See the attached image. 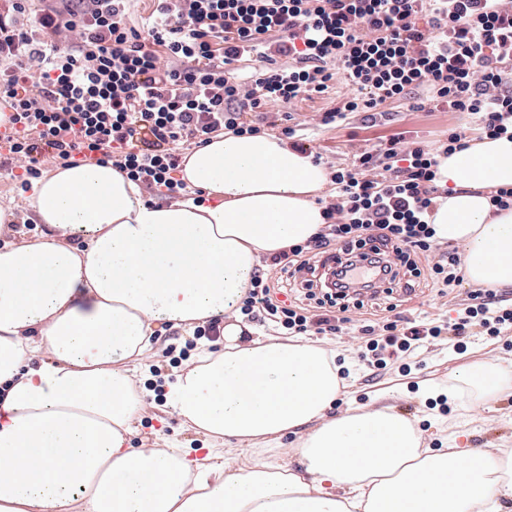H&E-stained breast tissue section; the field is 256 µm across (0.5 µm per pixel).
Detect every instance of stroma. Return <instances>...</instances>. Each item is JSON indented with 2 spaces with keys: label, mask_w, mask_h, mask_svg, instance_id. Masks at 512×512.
Here are the masks:
<instances>
[{
  "label": "stroma",
  "mask_w": 512,
  "mask_h": 512,
  "mask_svg": "<svg viewBox=\"0 0 512 512\" xmlns=\"http://www.w3.org/2000/svg\"><path fill=\"white\" fill-rule=\"evenodd\" d=\"M348 88L340 80H333L328 90L314 93L291 104L271 107L259 114L267 134L280 135L283 127L296 129L307 150L322 154V164L329 172L346 167L355 154L367 146L389 139L400 133L422 140L430 148H438L448 137L449 129L463 126V116L447 108L410 106L401 102L382 104L380 113L356 112L345 120L325 125L324 113L340 107L348 95ZM29 193L17 189L10 170L0 168V207L11 209L13 221L20 230L13 234L19 242L31 237V223L35 217L29 206ZM469 284L449 293H440L427 279H417L411 293L394 291L392 298L378 296L362 308L348 313L352 334L314 337L315 345L340 359L349 375L343 382L342 393L327 410L333 418L354 408L365 410L389 408L413 421L422 447L434 450L451 448H511L512 449V395L491 400L477 393L466 398L449 396L447 414L429 409L428 399L447 394L455 387L458 372L474 363L512 367V332L498 339L471 337L468 350L456 354L445 345H431L419 350L415 356L416 369L411 375H401L391 365L376 372L368 370L359 358L363 339L357 330L365 325L381 327L389 313L390 300H397L396 315L414 321L422 318L448 321L455 318V310L463 303ZM204 336L181 327H159L152 338V351L146 364L136 372L143 389L145 412L140 424L141 434L133 438L140 445L142 436L151 435L161 428L169 441L191 450L202 448L204 435L189 431L180 421L164 412L162 386L173 380L175 374L189 363Z\"/></svg>",
  "instance_id": "stroma-1"
}]
</instances>
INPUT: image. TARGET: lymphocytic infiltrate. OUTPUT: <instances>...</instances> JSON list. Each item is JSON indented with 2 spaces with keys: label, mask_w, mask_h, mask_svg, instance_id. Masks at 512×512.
<instances>
[{
  "label": "lymphocytic infiltrate",
  "mask_w": 512,
  "mask_h": 512,
  "mask_svg": "<svg viewBox=\"0 0 512 512\" xmlns=\"http://www.w3.org/2000/svg\"><path fill=\"white\" fill-rule=\"evenodd\" d=\"M10 2L0 13V104L10 109L0 146L24 190L49 157L64 166L108 163L155 196H187L174 176L182 149L219 132L259 133L249 113L323 92L337 77L352 94L326 113L328 124L423 90L486 136L512 132V0H156L143 31L128 22L131 0H68L65 11L29 26L18 21L28 0ZM423 12L431 15L426 31L417 24ZM250 60L259 67L245 80L235 65ZM468 146L465 131L452 130L438 153L400 135L364 150L334 173L325 226L255 269L241 313L293 336L341 332L349 309L365 305L355 276L364 263L392 283L404 271L458 286L464 258L433 256L427 217L442 195L438 155ZM330 255L342 262L332 285H302L312 307L274 298L273 273L294 280ZM422 255L432 259L424 270ZM474 328L500 337L512 329V303L478 286L454 322L397 317L378 331L363 327V357L407 373L415 351L445 334L465 353Z\"/></svg>",
  "instance_id": "1"
}]
</instances>
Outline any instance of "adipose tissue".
<instances>
[{
    "label": "adipose tissue",
    "instance_id": "adipose-tissue-1",
    "mask_svg": "<svg viewBox=\"0 0 512 512\" xmlns=\"http://www.w3.org/2000/svg\"><path fill=\"white\" fill-rule=\"evenodd\" d=\"M203 201L147 203L109 164L60 167L33 188L40 234L0 245V512H494L512 499V451L421 448L386 410L326 419L331 357L301 339H246L236 317L261 257L325 224L329 173L272 135L224 133L179 169ZM447 191L428 222L463 246L465 277L512 284V137L439 159ZM225 319L165 405L212 443L273 449L304 431L294 470L202 463L170 443L135 447V368L157 327Z\"/></svg>",
    "mask_w": 512,
    "mask_h": 512
}]
</instances>
